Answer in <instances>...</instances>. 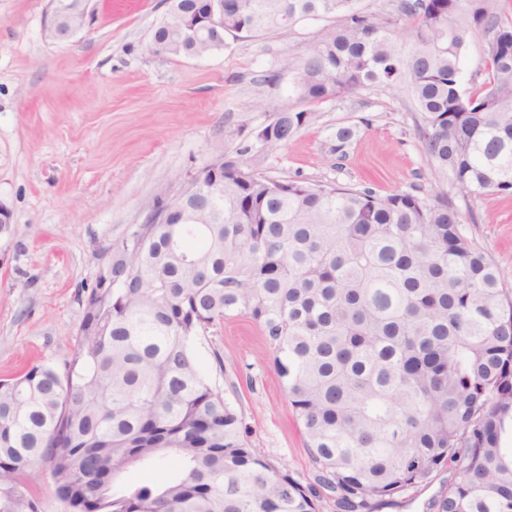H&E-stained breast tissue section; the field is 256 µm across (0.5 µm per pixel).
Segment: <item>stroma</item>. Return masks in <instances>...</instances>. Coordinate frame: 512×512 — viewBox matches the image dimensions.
<instances>
[{"mask_svg":"<svg viewBox=\"0 0 512 512\" xmlns=\"http://www.w3.org/2000/svg\"><path fill=\"white\" fill-rule=\"evenodd\" d=\"M68 41L46 34L50 0H0V380L72 359L82 307L106 247L146 223L157 200L199 169L242 154L266 176L368 187L447 191L466 234L512 284V195L473 198L438 181L420 150L421 122L406 87H374L311 106L294 91L295 63L324 21L200 57L150 51L168 0H92ZM313 119L276 149L257 132L285 107ZM357 135L344 158L337 127ZM207 381L240 409L249 440L301 483L313 468L264 335L243 317L193 342ZM451 472L378 504L376 512H434Z\"/></svg>","mask_w":512,"mask_h":512,"instance_id":"stroma-1","label":"stroma"}]
</instances>
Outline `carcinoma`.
<instances>
[{
	"mask_svg": "<svg viewBox=\"0 0 512 512\" xmlns=\"http://www.w3.org/2000/svg\"><path fill=\"white\" fill-rule=\"evenodd\" d=\"M356 2L224 0V24L192 32L194 0H174L151 45L193 57L332 17L295 64L298 99L404 82L439 177L512 195L500 0H400L396 19ZM477 32L487 81L465 92ZM312 116L284 108L256 139L285 145ZM354 136L336 130V157ZM194 177L167 223L107 248L112 287L82 299L72 359L0 380V512H41L36 466L63 512H321L327 500L374 512L442 470L453 479L435 512H512V289L448 196L272 178L229 154L220 173ZM234 316L273 349L311 483L251 447L243 414L204 378L192 341ZM167 458L180 468L163 483H123L129 466Z\"/></svg>",
	"mask_w": 512,
	"mask_h": 512,
	"instance_id": "1",
	"label": "carcinoma"
}]
</instances>
